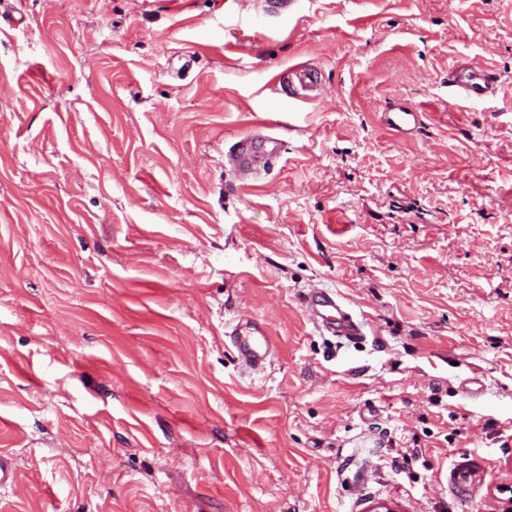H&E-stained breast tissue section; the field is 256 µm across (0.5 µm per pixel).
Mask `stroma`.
<instances>
[{
  "mask_svg": "<svg viewBox=\"0 0 512 512\" xmlns=\"http://www.w3.org/2000/svg\"><path fill=\"white\" fill-rule=\"evenodd\" d=\"M465 63L494 96L449 99ZM392 103L423 114L409 138ZM268 124L280 156L237 186L226 158ZM316 286L360 343L313 328ZM242 317L271 331L259 375L226 336ZM1 453L0 512H491L512 487V0H10ZM421 112L400 104L389 106L381 112L383 126L392 134L401 137H408L417 131L421 124Z\"/></svg>",
  "mask_w": 512,
  "mask_h": 512,
  "instance_id": "35a3bbf8",
  "label": "stroma"
}]
</instances>
